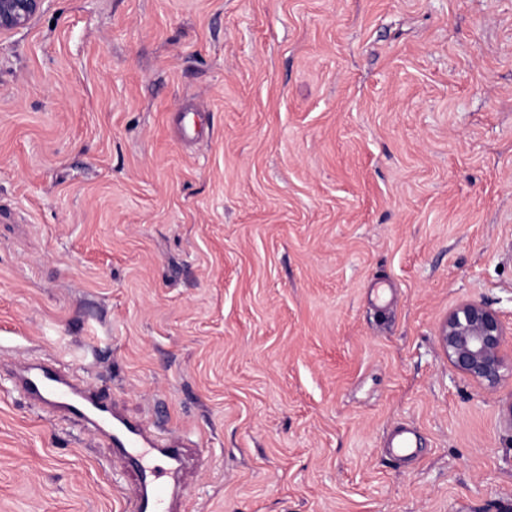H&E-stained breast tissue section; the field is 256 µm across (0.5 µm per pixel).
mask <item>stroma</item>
Returning <instances> with one entry per match:
<instances>
[{"label": "stroma", "instance_id": "1", "mask_svg": "<svg viewBox=\"0 0 512 512\" xmlns=\"http://www.w3.org/2000/svg\"><path fill=\"white\" fill-rule=\"evenodd\" d=\"M470 300L491 391L440 342ZM52 356L199 440L179 512H512V0H43L0 38V376ZM132 483L0 392V512ZM503 336L500 313L478 301H466L452 310L440 333L455 371L488 390L502 378Z\"/></svg>", "mask_w": 512, "mask_h": 512}]
</instances>
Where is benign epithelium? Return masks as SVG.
Returning a JSON list of instances; mask_svg holds the SVG:
<instances>
[{"mask_svg": "<svg viewBox=\"0 0 512 512\" xmlns=\"http://www.w3.org/2000/svg\"><path fill=\"white\" fill-rule=\"evenodd\" d=\"M43 0H0V36L24 27ZM504 327L500 313L478 301H466L442 324L440 339L455 371L491 390L502 378Z\"/></svg>", "mask_w": 512, "mask_h": 512, "instance_id": "benign-epithelium-1", "label": "benign epithelium"}]
</instances>
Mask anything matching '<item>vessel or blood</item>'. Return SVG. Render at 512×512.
<instances>
[{"label":"vessel or blood","mask_w":512,"mask_h":512,"mask_svg":"<svg viewBox=\"0 0 512 512\" xmlns=\"http://www.w3.org/2000/svg\"><path fill=\"white\" fill-rule=\"evenodd\" d=\"M15 386L29 400L61 409L90 426L109 440L113 454L128 461L138 475L128 512H170L173 480L190 459L182 438L152 430L92 388L74 383L67 362L57 358L28 364Z\"/></svg>","instance_id":"1"}]
</instances>
